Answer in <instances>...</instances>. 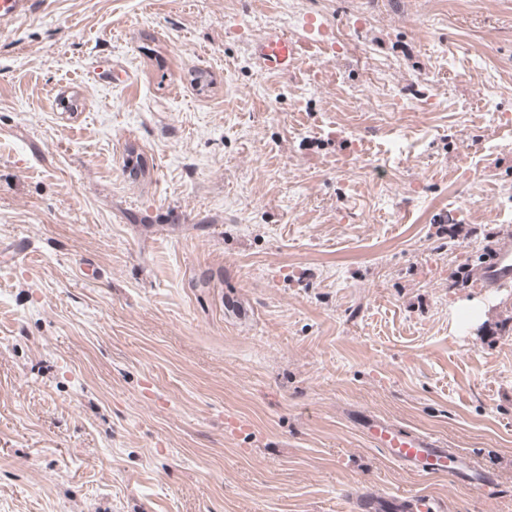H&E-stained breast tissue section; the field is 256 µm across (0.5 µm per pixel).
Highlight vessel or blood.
Masks as SVG:
<instances>
[{"mask_svg":"<svg viewBox=\"0 0 512 512\" xmlns=\"http://www.w3.org/2000/svg\"><path fill=\"white\" fill-rule=\"evenodd\" d=\"M252 54L265 69L275 72L290 71L299 55L298 43L280 31L269 32L254 43ZM475 277L484 286L499 288L512 283V226L503 225L497 241L489 247L487 261L476 270ZM372 442L386 448L391 459L418 474L442 473L451 476L463 486H489L492 475L444 448L432 436L412 430H403L394 424L374 418L364 427ZM358 512H429L427 503L416 498L376 502L359 498Z\"/></svg>","mask_w":512,"mask_h":512,"instance_id":"1","label":"vessel or blood"}]
</instances>
